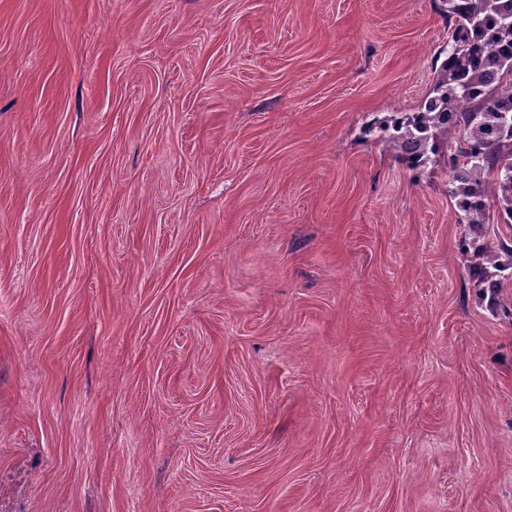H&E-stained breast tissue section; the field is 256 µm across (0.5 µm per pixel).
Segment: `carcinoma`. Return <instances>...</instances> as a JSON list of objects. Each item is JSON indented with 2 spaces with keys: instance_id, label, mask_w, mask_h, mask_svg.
<instances>
[{
  "instance_id": "1",
  "label": "carcinoma",
  "mask_w": 512,
  "mask_h": 512,
  "mask_svg": "<svg viewBox=\"0 0 512 512\" xmlns=\"http://www.w3.org/2000/svg\"><path fill=\"white\" fill-rule=\"evenodd\" d=\"M439 9L454 23L452 51L418 111L376 128L407 168L449 173L457 223L479 259L474 287L501 308L512 245L488 225L512 229V0H440Z\"/></svg>"
}]
</instances>
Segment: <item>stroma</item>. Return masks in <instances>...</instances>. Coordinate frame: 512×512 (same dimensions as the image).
<instances>
[{
	"instance_id": "1",
	"label": "stroma",
	"mask_w": 512,
	"mask_h": 512,
	"mask_svg": "<svg viewBox=\"0 0 512 512\" xmlns=\"http://www.w3.org/2000/svg\"><path fill=\"white\" fill-rule=\"evenodd\" d=\"M437 5L0 0V512H512Z\"/></svg>"
}]
</instances>
